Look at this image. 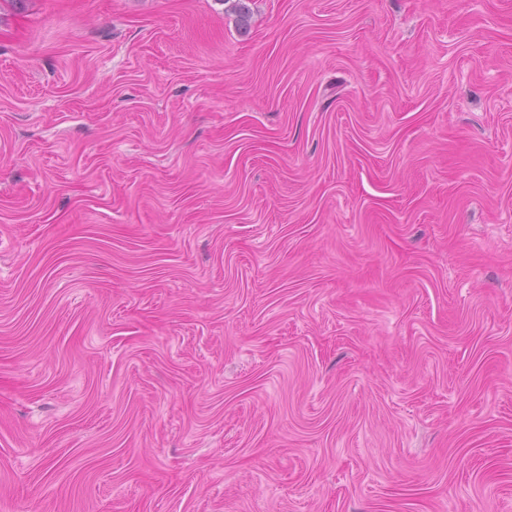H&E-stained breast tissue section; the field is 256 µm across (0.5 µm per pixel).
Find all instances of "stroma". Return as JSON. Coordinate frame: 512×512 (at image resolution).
I'll return each mask as SVG.
<instances>
[{"mask_svg":"<svg viewBox=\"0 0 512 512\" xmlns=\"http://www.w3.org/2000/svg\"><path fill=\"white\" fill-rule=\"evenodd\" d=\"M0 0V512H512V0Z\"/></svg>","mask_w":512,"mask_h":512,"instance_id":"1","label":"stroma"}]
</instances>
